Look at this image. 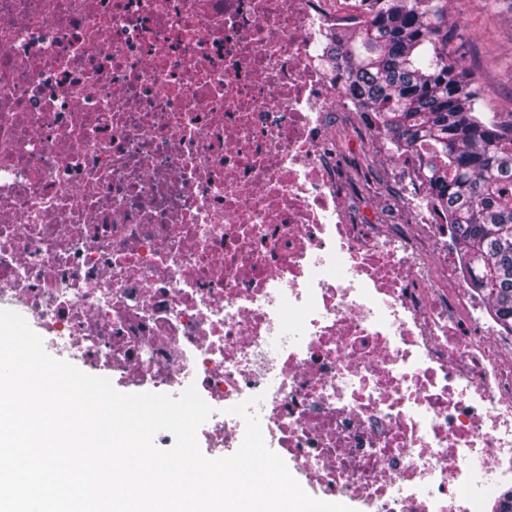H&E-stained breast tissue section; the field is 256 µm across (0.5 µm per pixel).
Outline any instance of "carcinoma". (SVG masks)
<instances>
[{
    "mask_svg": "<svg viewBox=\"0 0 512 512\" xmlns=\"http://www.w3.org/2000/svg\"><path fill=\"white\" fill-rule=\"evenodd\" d=\"M363 24L336 33L342 88L411 161L454 229L470 284L512 331V113L496 111L448 45V0H360Z\"/></svg>",
    "mask_w": 512,
    "mask_h": 512,
    "instance_id": "1",
    "label": "carcinoma"
}]
</instances>
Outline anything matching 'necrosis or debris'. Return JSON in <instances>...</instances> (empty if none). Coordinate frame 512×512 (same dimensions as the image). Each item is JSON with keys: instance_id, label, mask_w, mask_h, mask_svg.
Masks as SVG:
<instances>
[{"instance_id": "4bbe7bcc", "label": "necrosis or debris", "mask_w": 512, "mask_h": 512, "mask_svg": "<svg viewBox=\"0 0 512 512\" xmlns=\"http://www.w3.org/2000/svg\"><path fill=\"white\" fill-rule=\"evenodd\" d=\"M342 0H0V300L231 448L250 401L323 492L492 512L512 332L452 228L350 220Z\"/></svg>"}]
</instances>
